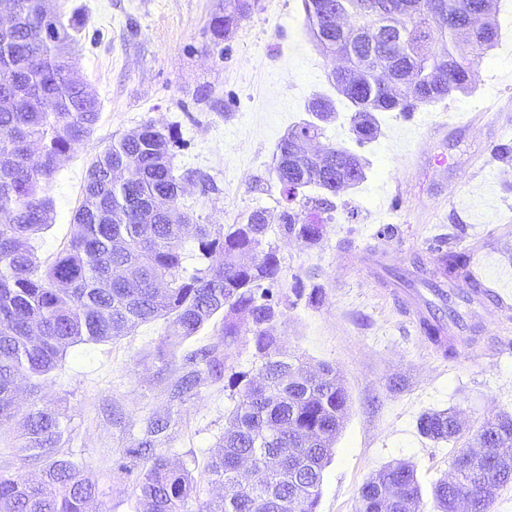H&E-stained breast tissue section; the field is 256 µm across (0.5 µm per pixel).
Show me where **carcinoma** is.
<instances>
[{"label":"carcinoma","instance_id":"cac0c4a2","mask_svg":"<svg viewBox=\"0 0 512 512\" xmlns=\"http://www.w3.org/2000/svg\"><path fill=\"white\" fill-rule=\"evenodd\" d=\"M225 2L230 11L210 22L216 41L250 10L249 0ZM17 3L13 25L0 28V429L18 415V379L40 388L68 348L162 320L174 349L219 317L224 346L188 355L203 370L183 373L170 389L181 399L200 385L204 372L213 383L227 381L234 401L221 450L205 469L224 496L198 512H316L349 395L335 368L284 353L268 333L303 296L317 302L322 285L310 284L307 293L296 276L291 288H280L281 261L262 245L274 225L284 237L318 245L326 229L322 213L333 209L332 202L314 198L298 209L285 207L274 224L263 208L240 224H194L199 265L189 273L181 243L193 216L180 205L182 184L199 186L204 196L217 187L202 171L175 176L176 133L147 120L94 156L73 214V237L52 262L41 264L37 243L54 212L50 185L61 159L90 137L100 102L71 72L79 9L64 24L41 0ZM328 3L357 18L358 26L336 27ZM490 3L440 0L435 11L430 0H303L317 45L346 60L329 79L353 107L358 142L376 138L378 112H410L470 88L472 65L498 37ZM49 22L56 29L51 39L44 33ZM462 34L469 58L454 52ZM307 108L314 120L290 129L277 146L274 171L291 199L311 184L335 195L365 177L362 159L350 151L308 149L335 119L336 106L319 96ZM442 241L430 244L433 265L419 269L436 288L471 276L470 254ZM246 253L254 254L250 264L240 262ZM420 325L444 356L456 353L441 321L424 318ZM241 341L252 344L259 383L231 362L230 349ZM24 419L20 448L38 476L0 472V512H106L95 486L60 454V415L34 403ZM168 427L166 419L150 420L138 443L137 512H185L197 495L192 474L171 465L158 448ZM417 430L433 441L464 437L451 410L422 413ZM472 439L482 454L462 447L454 453L451 479L433 483L434 512H456L463 496L471 512H493L499 492L512 485V413L484 422ZM244 457L265 470L264 485H242L238 463ZM420 503L415 466L388 464L363 482L355 512H417Z\"/></svg>","mask_w":512,"mask_h":512}]
</instances>
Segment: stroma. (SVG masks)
I'll return each instance as SVG.
<instances>
[{
	"label": "stroma",
	"instance_id": "35a3bbf8",
	"mask_svg": "<svg viewBox=\"0 0 512 512\" xmlns=\"http://www.w3.org/2000/svg\"><path fill=\"white\" fill-rule=\"evenodd\" d=\"M224 0H53L62 20L85 8L72 63L101 103L91 136L63 157L49 194L52 226L38 258L52 259L72 238L95 153L142 122L175 128L176 173L199 169L218 193L200 196L188 184L180 203L198 224H233L258 208L280 210L286 193L274 171L277 145L308 119V101L333 99L338 115L322 144L361 156L365 178L334 195L321 242L309 247L276 232L285 284L316 275L319 302L297 308L270 326L284 352L340 372L350 397L317 512H355L359 487L375 470L412 462L423 489L449 474L455 442H434L416 428L419 415L452 409L471 428L512 411V319L489 302L466 304L469 282L450 286L451 303L434 300L414 268L429 240L448 237L485 266L491 287L512 299V159L494 154L512 145V0H495L499 38L474 64L471 91L420 104L409 113H379L380 132L359 143L349 122L351 104L328 73L339 58L324 56L306 26L303 0H250V11L223 41L209 24ZM444 125L441 135L431 125ZM446 156L447 166L434 163ZM395 237L378 240L383 225ZM456 309V336L472 337L454 357L423 336L418 311ZM209 325L176 349L165 345V323L140 325L114 340L70 348L39 391L20 382L18 403L60 413L62 451L95 482L107 512H136L132 489L142 463L130 456L151 419L170 422V461L197 479L200 503L216 501L220 484L205 472L228 427L233 406L223 384L204 381L174 401L168 387L189 371L188 352L223 344Z\"/></svg>",
	"mask_w": 512,
	"mask_h": 512
}]
</instances>
